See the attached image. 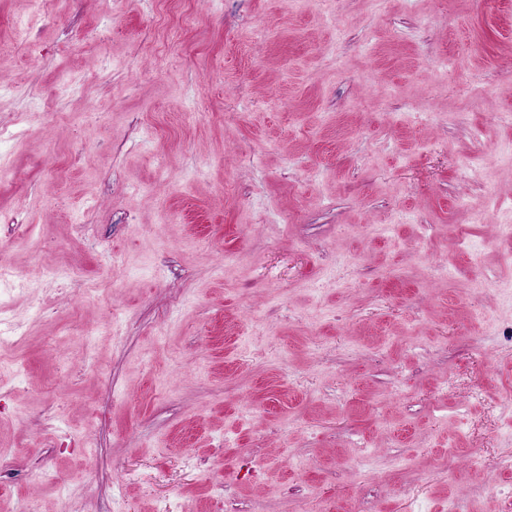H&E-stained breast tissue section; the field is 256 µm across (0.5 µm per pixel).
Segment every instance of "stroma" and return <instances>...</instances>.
Returning a JSON list of instances; mask_svg holds the SVG:
<instances>
[{
	"mask_svg": "<svg viewBox=\"0 0 512 512\" xmlns=\"http://www.w3.org/2000/svg\"><path fill=\"white\" fill-rule=\"evenodd\" d=\"M505 112L512 0H0V502L512 512Z\"/></svg>",
	"mask_w": 512,
	"mask_h": 512,
	"instance_id": "35a3bbf8",
	"label": "stroma"
}]
</instances>
